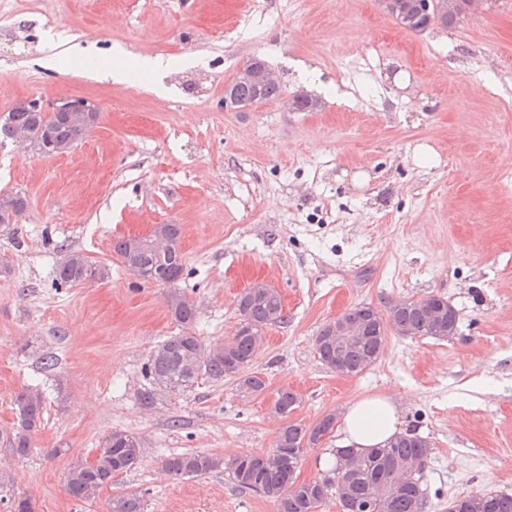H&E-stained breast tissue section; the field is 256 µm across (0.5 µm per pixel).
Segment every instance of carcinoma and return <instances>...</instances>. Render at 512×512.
<instances>
[{"instance_id":"cac0c4a2","label":"carcinoma","mask_w":512,"mask_h":512,"mask_svg":"<svg viewBox=\"0 0 512 512\" xmlns=\"http://www.w3.org/2000/svg\"><path fill=\"white\" fill-rule=\"evenodd\" d=\"M15 128L51 132L59 145H68L82 132L70 123L62 112L44 114L16 110L0 118V146L9 140V130ZM170 234L169 249L155 252L146 246L132 247L127 238L117 239L113 252L130 271L137 273L142 281L160 283L174 287L184 274V257L180 250V227L167 225ZM85 256L72 252L59 263L55 271V283L61 288L83 285L105 279L109 269L96 265L93 274L83 263ZM245 305V318L254 329L266 328L284 319L283 303L274 288L251 296L247 289L241 294L237 305ZM168 307L181 331L167 338L149 355L145 363V374L149 387L141 394L146 405L153 404L156 392L180 393L192 389L199 379L206 376L222 379L239 377V385L245 391L258 395L265 389V382L256 375L244 373L254 357L256 344L248 331H237L232 338L212 348L204 346L194 331L197 311L193 303L182 295L173 294ZM369 312L371 328L351 352L342 358L336 357V341L316 337V353L328 367L348 375H359L371 367L379 358L385 341L381 317L364 305L355 310L356 315ZM396 319L407 323L420 335L438 339L451 336L457 323V313L443 316L440 328L429 332L421 330L425 313L409 304L396 314ZM17 423L9 432L8 441L13 454L27 458L32 452L34 434L43 423V400L37 393L22 391L15 396ZM274 410L286 416L297 407L295 393L283 388L273 401ZM336 425V414L323 416L314 426L290 422L283 426L275 445L265 454H244L228 460L202 452L173 454L164 460L163 467L169 474L195 478L220 468L229 472L234 483L246 490L264 494L279 505V512H317V509L333 497L336 482L343 479L348 487L347 499H336L338 512H353L357 499L368 500L375 505L376 512H421L424 492L417 475L421 473L432 446L428 441L403 434L382 448L367 452H354L355 465L348 475L338 472L323 480L300 483L296 470L305 449L311 448L322 434H329ZM141 458V446L137 437L125 431H112L104 435L99 443L98 464L89 468L79 462L70 468L66 479V491L74 500L86 501L112 481L116 474L135 468ZM112 512H144L142 496L128 492L112 499Z\"/></svg>"}]
</instances>
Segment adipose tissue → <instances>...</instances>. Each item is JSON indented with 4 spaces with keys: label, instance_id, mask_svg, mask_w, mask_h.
I'll return each instance as SVG.
<instances>
[{
    "label": "adipose tissue",
    "instance_id": "ef3b65f1",
    "mask_svg": "<svg viewBox=\"0 0 512 512\" xmlns=\"http://www.w3.org/2000/svg\"><path fill=\"white\" fill-rule=\"evenodd\" d=\"M402 409L390 395H367L344 409L336 428V449L321 456L319 466L329 469L344 451L365 452L382 446L403 432Z\"/></svg>",
    "mask_w": 512,
    "mask_h": 512
}]
</instances>
